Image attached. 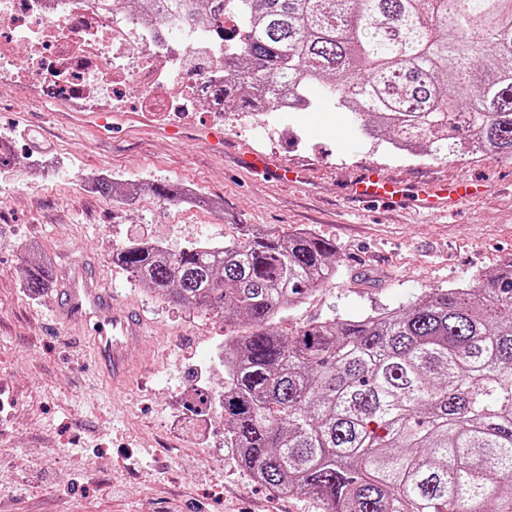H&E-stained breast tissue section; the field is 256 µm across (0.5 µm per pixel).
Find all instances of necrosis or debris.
<instances>
[{"label": "necrosis or debris", "mask_w": 512, "mask_h": 512, "mask_svg": "<svg viewBox=\"0 0 512 512\" xmlns=\"http://www.w3.org/2000/svg\"><path fill=\"white\" fill-rule=\"evenodd\" d=\"M200 29L175 17L165 26L134 13H105L95 0H0V87L37 94L45 88L74 109L122 112L131 102L169 122L190 118L200 81L224 79L221 30ZM28 51L17 68L15 46ZM178 96L165 93L169 85Z\"/></svg>", "instance_id": "necrosis-or-debris-1"}]
</instances>
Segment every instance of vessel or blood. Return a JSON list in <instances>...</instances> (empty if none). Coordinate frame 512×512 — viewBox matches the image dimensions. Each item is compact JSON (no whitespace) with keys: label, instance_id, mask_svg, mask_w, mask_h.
Wrapping results in <instances>:
<instances>
[{"label":"vessel or blood","instance_id":"b4317fda","mask_svg":"<svg viewBox=\"0 0 512 512\" xmlns=\"http://www.w3.org/2000/svg\"><path fill=\"white\" fill-rule=\"evenodd\" d=\"M243 162L254 172L271 173L284 182L298 180L297 173L263 155L245 156ZM350 195L360 203L382 201L398 204L404 200L398 184L377 167L360 175L351 185ZM469 195V188L465 185L427 183L418 189L415 205L423 210L445 212L457 207ZM59 287V316L90 337L91 353L101 374L113 385L122 384L135 365L127 351V343L144 335V320L133 307L117 304L115 293L101 281L92 261L83 260L63 266Z\"/></svg>","mask_w":512,"mask_h":512}]
</instances>
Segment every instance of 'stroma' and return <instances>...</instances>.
I'll list each match as a JSON object with an SVG mask.
<instances>
[{
  "mask_svg": "<svg viewBox=\"0 0 512 512\" xmlns=\"http://www.w3.org/2000/svg\"><path fill=\"white\" fill-rule=\"evenodd\" d=\"M311 96L309 110L268 113L261 128L248 113L203 105L177 140L151 117L135 130H96L76 125L55 96L0 92V138L17 157L58 160L46 172L0 167V512H318L313 500L282 496L238 465L218 407L198 425L200 395L224 391L218 355L234 330L220 315L145 294L112 262L131 239L176 252L240 242V225L253 224L329 240L336 277L276 319L288 335L315 321L405 309L512 259V159L399 155L357 127L340 137L346 114L321 92ZM211 124L224 131L223 151L201 136ZM250 151L301 170L305 184L251 172L242 163ZM372 164L407 190L466 178L484 190L438 217L352 202L349 186ZM103 173L172 183L220 205L146 194L117 203L90 187ZM32 244L56 269L91 259L117 299L140 311L147 334L129 348L149 360L121 391L93 378L88 338L55 322L57 289L25 291L20 269Z\"/></svg>",
  "mask_w": 512,
  "mask_h": 512,
  "instance_id": "35a3bbf8",
  "label": "stroma"
}]
</instances>
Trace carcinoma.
<instances>
[{"label": "carcinoma", "instance_id": "obj_1", "mask_svg": "<svg viewBox=\"0 0 512 512\" xmlns=\"http://www.w3.org/2000/svg\"><path fill=\"white\" fill-rule=\"evenodd\" d=\"M112 11L151 6L209 28L233 11L225 109H273L310 90L360 126L433 159L483 152L512 159V0H97ZM149 192L182 200L169 183ZM245 241L177 253L143 241L116 263L155 297L204 308L242 327L224 347V437L238 464L320 512H512V260L493 274L438 288L402 311L333 318L295 336L271 324L336 277V249L300 230L243 226ZM24 287H52L49 262L25 260Z\"/></svg>", "mask_w": 512, "mask_h": 512}]
</instances>
